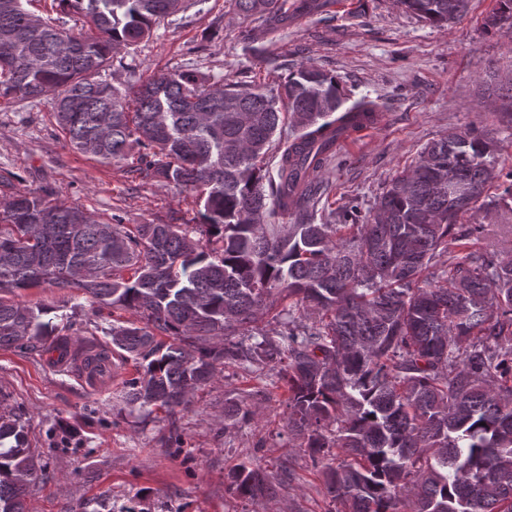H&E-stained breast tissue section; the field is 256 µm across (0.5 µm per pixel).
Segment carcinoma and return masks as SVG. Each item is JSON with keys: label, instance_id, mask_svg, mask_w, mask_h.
<instances>
[{"label": "carcinoma", "instance_id": "carcinoma-1", "mask_svg": "<svg viewBox=\"0 0 512 512\" xmlns=\"http://www.w3.org/2000/svg\"><path fill=\"white\" fill-rule=\"evenodd\" d=\"M82 29L33 25L0 0V99L52 94L70 147L195 195L199 223H104L51 191L0 204V348L68 354L50 309L1 298L48 284L136 319L95 323L131 360L126 401L185 407L216 369L265 366L288 385V434L323 476L329 512H512V259L479 247L459 217L497 177L483 128L428 144L367 213L318 220L317 175L353 117L379 110L303 65L277 89L220 87L173 70L121 90L96 80L121 47L151 35L171 0H53ZM286 0H234L244 41L284 19ZM448 23L469 0H399ZM488 24L512 32V0ZM289 136L273 142L286 124ZM277 146L276 175L262 165ZM281 215L286 224H267ZM289 301L290 309H278ZM288 314L287 330L260 327ZM41 452L0 411V512H27ZM229 488L271 499L266 470L239 465Z\"/></svg>", "mask_w": 512, "mask_h": 512}]
</instances>
